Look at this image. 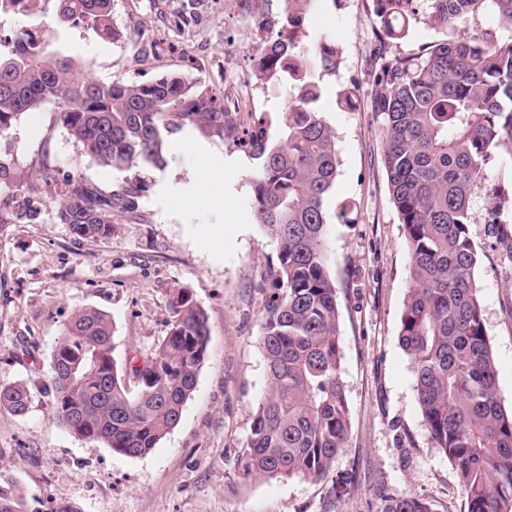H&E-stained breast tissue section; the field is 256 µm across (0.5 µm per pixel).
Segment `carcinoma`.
<instances>
[{
  "instance_id": "1",
  "label": "carcinoma",
  "mask_w": 512,
  "mask_h": 512,
  "mask_svg": "<svg viewBox=\"0 0 512 512\" xmlns=\"http://www.w3.org/2000/svg\"><path fill=\"white\" fill-rule=\"evenodd\" d=\"M61 19L114 39L112 0H56ZM316 0H283L281 27L263 38L258 76L285 78L292 94L279 136H255L217 98L181 77L100 82L39 31L0 45V136L44 103L83 153L129 172L168 164L167 140L189 127L248 145L259 164L250 182L257 223L276 244L273 291L260 344L268 390L255 406L241 455L246 478H321L345 448L350 410L340 378L336 282L330 275L325 198L336 178L334 133L318 107L320 76L339 51L326 36L301 47ZM417 0H374L383 35L406 36ZM426 21L446 38L412 59L381 60L374 103L383 116L389 192L410 249V286L400 341L433 447L454 465L467 512H512V412L497 397L498 371L475 279L479 250L470 202L500 153L512 156V41L490 32L459 36L457 23L489 6L512 22V0H424ZM34 174L0 160V183L25 191L9 201L31 213L42 199ZM137 179L117 190L92 176L66 178L57 219L79 238L108 239L112 216L138 209ZM164 339L139 364L120 369L112 322L89 308L71 316L52 353L53 416L77 438L127 457L148 454L180 422L206 355L208 319L192 293L172 295ZM24 382L0 384V410L28 412ZM0 512H29L18 486L0 478ZM381 512H431L390 497Z\"/></svg>"
}]
</instances>
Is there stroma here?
I'll return each instance as SVG.
<instances>
[{
    "instance_id": "stroma-1",
    "label": "stroma",
    "mask_w": 512,
    "mask_h": 512,
    "mask_svg": "<svg viewBox=\"0 0 512 512\" xmlns=\"http://www.w3.org/2000/svg\"><path fill=\"white\" fill-rule=\"evenodd\" d=\"M282 0H112L122 37L60 24L54 0L42 11L0 16V32L45 27L55 48L79 58L102 82L180 76L235 100L241 126L277 136L287 82L263 81L255 61ZM328 36L340 63L321 78L322 115L336 136V180L326 199L330 272L336 281L340 377L350 408L347 446L323 478L247 480L241 455L256 402L267 391L260 336L276 246L256 223L249 176L256 161L242 143L184 129L169 144L172 162L143 165L139 208L114 218L108 239H82L58 223V195L37 219L0 216V384L27 383L26 415L0 410V477L17 482L30 512L69 503L79 512H380L384 498L409 494L432 512H466L457 472L425 427L413 363L399 340L410 254L390 200L382 118L372 87L377 51L419 57L440 32L418 11L407 35L384 38L373 0H319L302 45ZM353 92L351 106L340 105ZM0 158L49 180L87 172L119 187L126 172L97 165L46 103L20 115L0 137ZM210 160L223 178L224 205L196 200L198 170ZM512 196V156L492 165L471 202L470 234L479 248L475 277L498 369V398L512 410V207L498 232L485 222L494 196ZM194 205H187V198ZM189 289L208 318L207 357L180 423L147 455L132 458L75 437L53 416L48 388L52 351L77 311L112 320L118 366L152 351L172 319L170 298Z\"/></svg>"
}]
</instances>
